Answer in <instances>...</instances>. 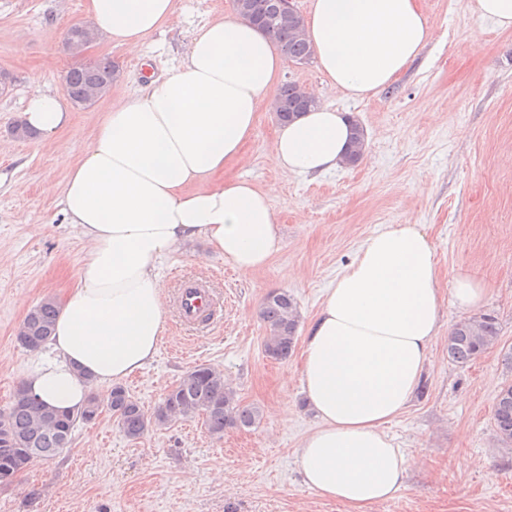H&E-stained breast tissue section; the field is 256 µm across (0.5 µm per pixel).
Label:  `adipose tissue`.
<instances>
[{"instance_id": "adipose-tissue-1", "label": "adipose tissue", "mask_w": 512, "mask_h": 512, "mask_svg": "<svg viewBox=\"0 0 512 512\" xmlns=\"http://www.w3.org/2000/svg\"><path fill=\"white\" fill-rule=\"evenodd\" d=\"M176 0H86L100 40L140 53L168 25ZM306 35L329 83L354 99L388 88L421 55L430 26L417 0H311ZM283 60L270 39L232 14L200 27L163 77L104 112L68 172L62 213L87 252L63 297L49 351L22 379L40 402L79 409L90 385L142 370L166 332L161 259L199 239L242 272L281 248L273 191L227 179L260 109L270 105ZM22 118L42 138L71 127L72 109L33 83ZM345 113L319 106L279 126L271 159L316 176L341 167ZM481 282L457 274L440 288L433 245L419 224L369 236L324 294L307 326L300 387L317 419L296 459L306 487L368 512L403 487L408 461L385 427L412 404L441 334L444 298L476 308Z\"/></svg>"}]
</instances>
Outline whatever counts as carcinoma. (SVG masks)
Listing matches in <instances>:
<instances>
[{"label":"carcinoma","mask_w":512,"mask_h":512,"mask_svg":"<svg viewBox=\"0 0 512 512\" xmlns=\"http://www.w3.org/2000/svg\"><path fill=\"white\" fill-rule=\"evenodd\" d=\"M247 11L243 17L251 23L266 28L273 45L286 61L307 64L313 51L306 38L297 34L287 23L276 18L274 0H245ZM110 59H102L92 67H71L65 74L71 98L82 97L91 85L103 83V93L112 87ZM273 105L281 107L275 118L281 124L289 122L296 113L306 112L300 97L299 86L286 81L277 90ZM357 135L352 137L345 164L353 167L363 158L366 133L356 124ZM58 312L54 298L46 297L25 316L19 327L17 342L28 350H38L50 339ZM261 317L265 326V354L278 361H286L292 354L297 340L299 314L294 298L288 292L269 295L262 306ZM500 330L497 319L491 314L471 316L458 321L448 336V359L466 366L486 350L498 344ZM108 410L118 426L131 440L168 425L174 419H193L203 422L210 436L224 438L229 427L250 428L261 421L260 409L243 405L236 398V390L224 378V371L201 364L184 373L166 394L163 402L153 411L144 406L121 385L113 386L106 395L90 390L82 409L76 413L58 411L38 403L22 389L16 390L7 411L0 412V483L22 471L33 456L53 459L72 443L78 422L87 416ZM494 431L498 442L512 447V382L503 384L495 398L493 410Z\"/></svg>","instance_id":"1"}]
</instances>
